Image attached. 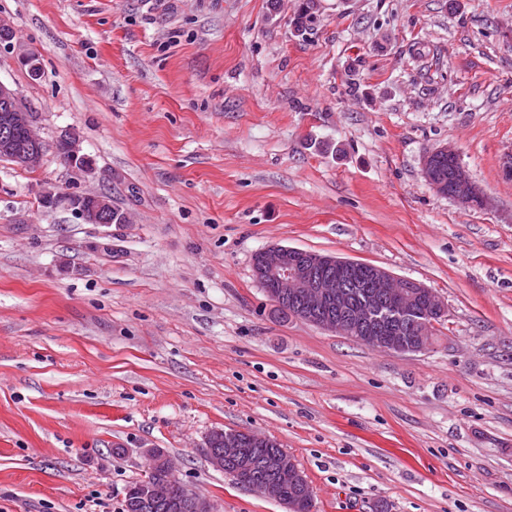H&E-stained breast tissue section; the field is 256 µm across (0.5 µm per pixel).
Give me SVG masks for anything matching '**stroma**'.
Returning <instances> with one entry per match:
<instances>
[{
    "mask_svg": "<svg viewBox=\"0 0 512 512\" xmlns=\"http://www.w3.org/2000/svg\"><path fill=\"white\" fill-rule=\"evenodd\" d=\"M300 2L0 0L47 145L0 161V512H123L153 448L219 512H287L212 467L216 430L275 439L311 512H512V0H319L304 38ZM446 144L488 207L425 182ZM48 187L111 195V253ZM272 245L438 293L431 348L284 318ZM56 144H63L66 146L62 157L68 168L81 172H88L91 170V160L82 152V147L79 145V141H75L73 138L68 137L66 135V131L60 134Z\"/></svg>",
    "mask_w": 512,
    "mask_h": 512,
    "instance_id": "1",
    "label": "stroma"
}]
</instances>
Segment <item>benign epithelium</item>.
<instances>
[{"label":"benign epithelium","instance_id":"obj_1","mask_svg":"<svg viewBox=\"0 0 512 512\" xmlns=\"http://www.w3.org/2000/svg\"><path fill=\"white\" fill-rule=\"evenodd\" d=\"M0 127H17L26 131V139L16 141L7 134L0 135V157L17 167L38 168L43 160L45 144L40 137L36 116L19 93L0 82ZM57 143L66 146L62 157L73 170L88 172L91 160L82 152L79 142L61 133ZM448 157L454 162L453 190L445 189L435 174L436 161ZM422 175L436 192L446 195L466 207H482L486 198L461 165L455 148L442 146L428 153L422 162ZM40 203L46 209L63 207L79 219L110 227L125 223V216L112 213V205L100 192L41 193ZM355 265L352 260L285 246H269L257 254L255 273L259 283L273 300L293 304L291 314L328 332L346 337L364 336L369 346L383 351L419 353L430 347V341L404 335L403 324L410 320L424 323L447 312L444 300L423 284L401 279L386 269L370 265L369 281L364 290L357 291L343 271ZM217 441L219 448H207L211 465L224 470V461L242 459V438L235 430H216L206 443ZM147 459L161 466L165 477L160 482L142 485V504L169 501L173 509L187 500L190 512H217V506L196 493L175 477V467L165 454L150 450ZM275 467L290 473L294 481L306 488L309 482L296 460L282 451ZM243 486L257 494L281 501L277 481L270 478L261 484L247 481Z\"/></svg>","mask_w":512,"mask_h":512}]
</instances>
